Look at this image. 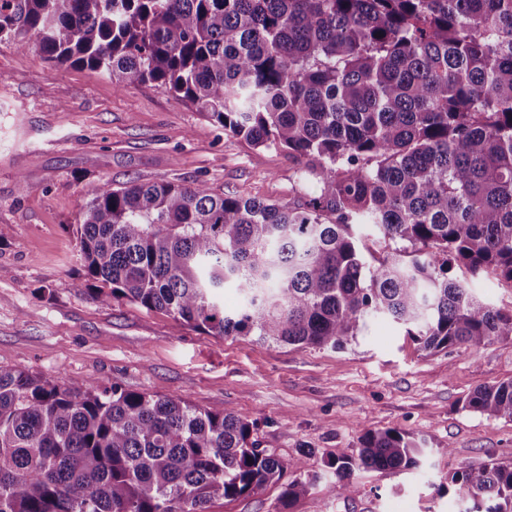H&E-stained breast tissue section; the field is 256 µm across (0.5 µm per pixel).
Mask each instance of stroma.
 Returning <instances> with one entry per match:
<instances>
[{
    "label": "stroma",
    "mask_w": 512,
    "mask_h": 512,
    "mask_svg": "<svg viewBox=\"0 0 512 512\" xmlns=\"http://www.w3.org/2000/svg\"><path fill=\"white\" fill-rule=\"evenodd\" d=\"M137 180L204 182L227 194L293 203L317 195L299 163L226 135L161 88H114L83 65L54 66L37 50L0 45V366L70 388L92 380L183 398L247 419L282 460L354 448L392 428L429 454L413 472L358 475L338 495L322 477L294 512H461L445 491L458 471L512 463V421L464 409L476 387L512 379V340L419 351L390 320H367L341 348L209 336L160 311L105 304L83 289L74 234L91 190Z\"/></svg>",
    "instance_id": "obj_1"
}]
</instances>
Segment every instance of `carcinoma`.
<instances>
[{
  "label": "carcinoma",
  "instance_id": "1",
  "mask_svg": "<svg viewBox=\"0 0 512 512\" xmlns=\"http://www.w3.org/2000/svg\"><path fill=\"white\" fill-rule=\"evenodd\" d=\"M0 43L117 88L154 84L224 133L279 149L320 193L278 202L204 182L96 186L77 229L84 286L213 336L336 349L380 316L418 349L512 340V310L458 267L512 285V0H0ZM402 247L367 257L356 227ZM241 296L228 314L219 294ZM464 408L512 420V381ZM395 429L327 453L336 493L361 471L421 466ZM249 421L0 367V512H211L282 482ZM463 512H512V464L448 478ZM457 275L465 281L466 287L475 297L496 308L512 309V288L498 281L494 276L472 277L461 272H458Z\"/></svg>",
  "mask_w": 512,
  "mask_h": 512
}]
</instances>
